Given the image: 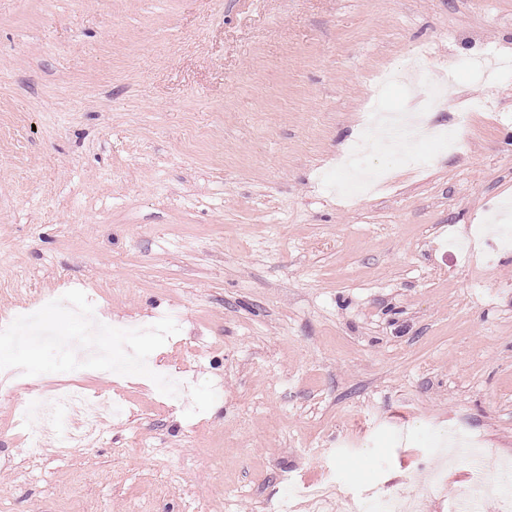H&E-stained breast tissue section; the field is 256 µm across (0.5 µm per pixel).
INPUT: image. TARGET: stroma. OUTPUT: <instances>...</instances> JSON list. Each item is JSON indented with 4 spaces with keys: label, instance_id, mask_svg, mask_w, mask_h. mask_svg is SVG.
<instances>
[{
    "label": "stroma",
    "instance_id": "1",
    "mask_svg": "<svg viewBox=\"0 0 512 512\" xmlns=\"http://www.w3.org/2000/svg\"><path fill=\"white\" fill-rule=\"evenodd\" d=\"M429 53L455 153L340 200L374 76ZM512 0H0V317L128 346L91 445L31 461L0 388V512H312L292 485L409 495L464 425L512 458ZM480 99L485 109L470 111ZM66 374L48 344L0 363ZM460 72H465L468 74H473L477 78L482 81H502V80H511L512 78V58L507 57L501 63L497 70L494 72L492 76L487 74L483 69H481L476 60L467 61L463 59H455L451 61L448 65V73L456 76Z\"/></svg>",
    "mask_w": 512,
    "mask_h": 512
}]
</instances>
